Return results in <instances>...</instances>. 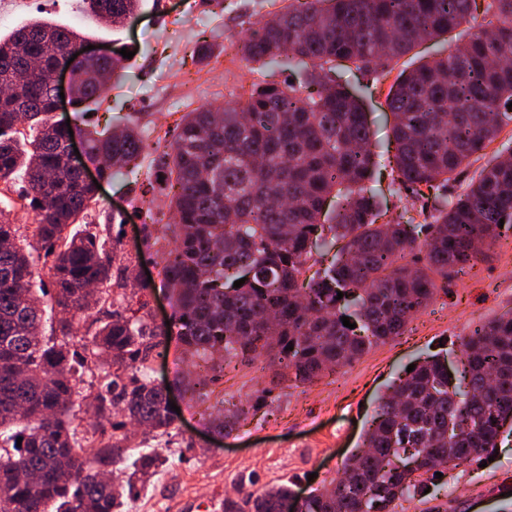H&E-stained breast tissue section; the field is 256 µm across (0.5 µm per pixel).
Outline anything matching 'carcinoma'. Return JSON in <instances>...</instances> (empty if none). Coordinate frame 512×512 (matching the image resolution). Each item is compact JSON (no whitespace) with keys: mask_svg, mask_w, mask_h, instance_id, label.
I'll return each mask as SVG.
<instances>
[{"mask_svg":"<svg viewBox=\"0 0 512 512\" xmlns=\"http://www.w3.org/2000/svg\"><path fill=\"white\" fill-rule=\"evenodd\" d=\"M83 3L107 24L139 8V0ZM477 10V0H290L242 32L243 59L282 65L288 78L253 85L222 112H189L154 141L152 168L174 190L173 223L150 213L142 235L162 250L168 325L147 310L149 286L134 287L137 260L120 236L109 245L96 230L70 231L98 199L66 158L69 131L85 135L102 179L140 167L146 138L136 128L79 127L125 58L73 61L79 34L41 18L0 40V195L21 179L17 206L33 214L25 243L17 206L0 205V512H124L136 482L167 462L141 454L113 482V467L135 447L127 425L157 436L177 430L152 367L173 334L184 361L206 372L182 381L191 401L210 400L233 358L264 353L279 366L247 403L211 419L227 437L271 407L282 383L352 364L448 293V275L484 255L475 244L512 224V160H488L462 192L448 193L464 163L512 124V0H484L480 19ZM469 22L444 51L401 69L386 95L391 184L420 209L405 224H380L371 130L341 73L378 83L422 42ZM32 62L43 75L73 67L70 124L53 115ZM36 278L66 312L49 336L39 334L46 310ZM460 345V377L437 354L416 361L381 396L341 477L314 488L296 512H395L436 473L494 454L512 419V313L477 323ZM81 369L99 377L94 423L82 431ZM294 492L290 480L241 489L224 498V512H282Z\"/></svg>","mask_w":512,"mask_h":512,"instance_id":"1","label":"carcinoma"}]
</instances>
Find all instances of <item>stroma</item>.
Returning <instances> with one entry per match:
<instances>
[{
  "label": "stroma",
  "instance_id": "stroma-1",
  "mask_svg": "<svg viewBox=\"0 0 512 512\" xmlns=\"http://www.w3.org/2000/svg\"><path fill=\"white\" fill-rule=\"evenodd\" d=\"M288 0H142L134 17L120 27L99 24L82 12L79 0H12L8 20L0 21V36L36 17L78 31L96 53L126 48L134 53L123 77L92 116L101 124L135 120L144 130L175 127L195 108L227 103L248 93L253 82L283 80L278 66L257 71L240 59L238 35L258 26L286 6ZM215 45L217 58L199 62L197 46ZM345 81L361 97L373 132L372 149L388 155L393 116L379 86L354 74ZM101 210L92 223H104L105 213H122L128 253H139L150 274H157L160 258L141 244L146 213L168 212L165 195H141L124 176L104 183ZM512 311V227L498 237L466 273L448 281V291L418 313L405 332L373 347L363 357L313 385L288 387L265 413L248 418L231 436L214 433L202 409L177 398L179 434L146 437V451L174 458V466L159 470L138 490L131 512H200L203 502L235 495L239 483L262 489L290 478L315 488L336 478L344 459L362 445L379 397L403 376L408 365L447 351L459 359L457 337L478 321ZM276 371L266 356L253 365L224 367V395L242 398L270 382ZM453 494H445V485ZM512 486V435H502L494 459L472 461L448 469L434 480L420 500H402L396 512H478L482 499L503 486Z\"/></svg>",
  "mask_w": 512,
  "mask_h": 512
}]
</instances>
